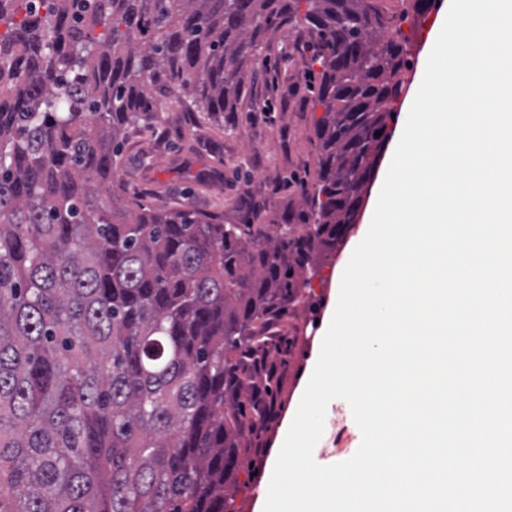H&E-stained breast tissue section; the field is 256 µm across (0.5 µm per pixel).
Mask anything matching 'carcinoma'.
<instances>
[{"label":"carcinoma","mask_w":512,"mask_h":512,"mask_svg":"<svg viewBox=\"0 0 512 512\" xmlns=\"http://www.w3.org/2000/svg\"><path fill=\"white\" fill-rule=\"evenodd\" d=\"M0 0V512H235L280 332L354 223L413 61L381 0ZM321 65L317 181L269 224L114 184L161 99L222 125L290 24Z\"/></svg>","instance_id":"carcinoma-1"}]
</instances>
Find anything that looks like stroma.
<instances>
[{
  "label": "stroma",
  "instance_id": "obj_1",
  "mask_svg": "<svg viewBox=\"0 0 512 512\" xmlns=\"http://www.w3.org/2000/svg\"><path fill=\"white\" fill-rule=\"evenodd\" d=\"M268 44L265 58L255 63L259 75L247 84L243 110L234 123L221 129L201 127L181 112L176 99L159 103V125L138 134L122 159L125 201H166L222 215L228 224H267L278 210L297 207L300 183L317 178L309 57L297 39H284L279 31L270 34ZM266 100L270 112L256 111V104ZM321 331V325H307L304 339L288 354L279 414L243 456L241 477L248 487L236 497V512H255L268 452L296 404L301 375ZM361 439L349 404L331 402L315 460L321 465L344 461L355 454Z\"/></svg>",
  "mask_w": 512,
  "mask_h": 512
}]
</instances>
